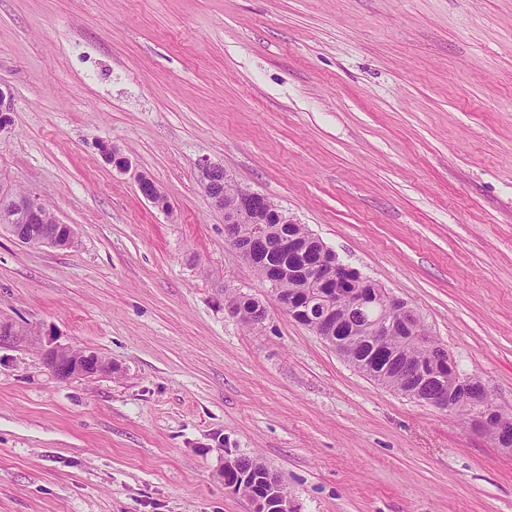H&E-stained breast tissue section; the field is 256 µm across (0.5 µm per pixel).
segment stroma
<instances>
[{"label":"stroma","instance_id":"obj_1","mask_svg":"<svg viewBox=\"0 0 512 512\" xmlns=\"http://www.w3.org/2000/svg\"><path fill=\"white\" fill-rule=\"evenodd\" d=\"M1 84L0 175L76 242L0 234V325L25 332L0 342V512H252L228 452L295 512H512V450L291 319L201 168L407 303L512 413V0H0ZM51 344L112 371L58 380ZM98 150L103 159L107 163L113 164V167H115V169L120 174H131L133 176L137 190L144 199L153 204L155 207L165 211V208L169 202L167 201L168 199L165 192L152 178L147 177L141 172L133 171L131 160L124 154L120 146L108 142H99ZM119 160L123 161L121 166L117 164ZM146 182L152 183L153 190L148 192H144L142 190V187ZM262 300L250 293L237 292L236 289L224 290V307L231 315L236 316L249 329L259 328L263 322L258 319L256 310ZM277 476L257 459L227 453L224 456V486L235 487L252 501L268 497Z\"/></svg>","mask_w":512,"mask_h":512}]
</instances>
